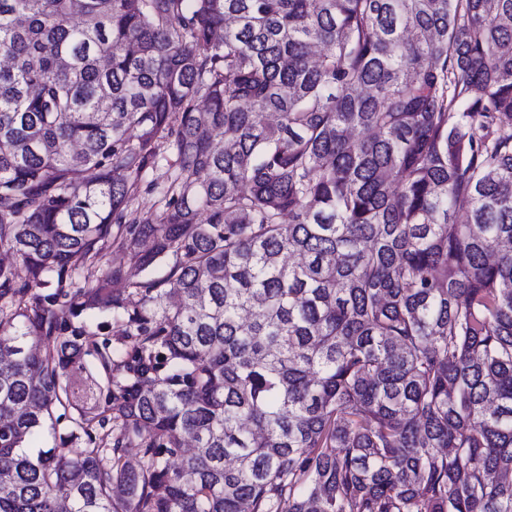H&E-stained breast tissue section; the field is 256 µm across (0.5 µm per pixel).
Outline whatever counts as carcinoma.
<instances>
[{"mask_svg": "<svg viewBox=\"0 0 512 512\" xmlns=\"http://www.w3.org/2000/svg\"><path fill=\"white\" fill-rule=\"evenodd\" d=\"M0 49V512H512V0H0Z\"/></svg>", "mask_w": 512, "mask_h": 512, "instance_id": "carcinoma-1", "label": "carcinoma"}]
</instances>
